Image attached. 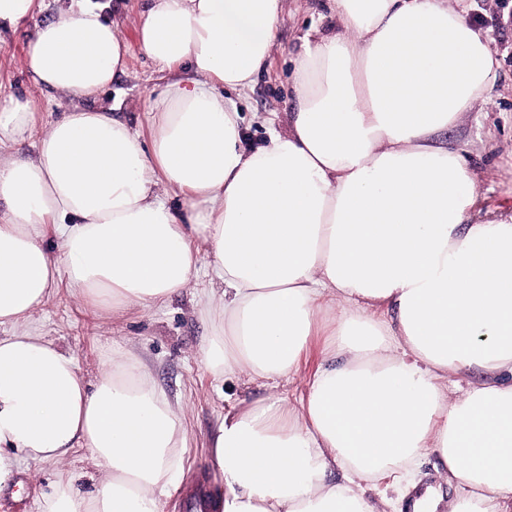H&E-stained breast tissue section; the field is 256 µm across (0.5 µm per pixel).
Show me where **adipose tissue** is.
<instances>
[{
	"label": "adipose tissue",
	"instance_id": "adipose-tissue-1",
	"mask_svg": "<svg viewBox=\"0 0 512 512\" xmlns=\"http://www.w3.org/2000/svg\"><path fill=\"white\" fill-rule=\"evenodd\" d=\"M283 8L146 0L141 47L174 74L147 140L99 103L126 67L105 4L34 27L26 67L72 106L44 131L32 101L0 106V144L35 146L0 158V486L77 444L107 471L88 493L56 482L41 512H160L185 431L134 356L113 348L90 381L23 323L63 281L102 309L154 307L204 256L214 374L278 384L338 311L298 406L225 413L214 512H380L369 484L408 481L426 453L456 484L448 512H512V214L476 217L477 177L438 139L492 103L491 38L449 0H332L338 30L294 61V112L248 149L230 95L264 68ZM473 368L483 380L449 393Z\"/></svg>",
	"mask_w": 512,
	"mask_h": 512
}]
</instances>
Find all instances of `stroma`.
Instances as JSON below:
<instances>
[{"instance_id":"stroma-1","label":"stroma","mask_w":512,"mask_h":512,"mask_svg":"<svg viewBox=\"0 0 512 512\" xmlns=\"http://www.w3.org/2000/svg\"><path fill=\"white\" fill-rule=\"evenodd\" d=\"M106 15L119 26L126 46V68L112 80L105 103L113 117L150 137V99L164 87L169 73L159 71L141 49L136 17L143 0H109ZM470 16L489 29L500 62L498 97L494 104L468 113L461 127L442 132L444 143L464 150L478 177L479 216L493 218L512 212V0H470ZM34 21L0 32V100L15 97L34 101L42 123L56 119L70 102L61 93L46 90L32 80L23 58ZM329 0H285L278 25L276 46L254 86L238 97L243 117L245 145L257 144L264 135L262 119L269 113L294 109L288 87L294 59L303 51L313 31L338 29ZM212 272L201 265L190 288L172 295L164 305L137 306L106 314L87 305L67 284H60L30 323L28 331L47 337L71 354L82 374L99 376L102 358L117 344L133 354L154 382L167 394L186 431V443L178 455L180 483L161 495V512H184L185 499L197 490L221 488L222 479L210 456V440L224 420V412L239 400H265L270 391L246 377L224 380L214 376L201 359V350L212 333L203 307L202 293ZM325 336L315 333L302 351L295 373L281 381L280 389L298 401L305 383L323 362ZM104 474L89 459L87 449H75L62 462L34 463L19 460L13 483L0 489V512H40L42 495L50 483L75 476L77 487L92 491Z\"/></svg>"}]
</instances>
